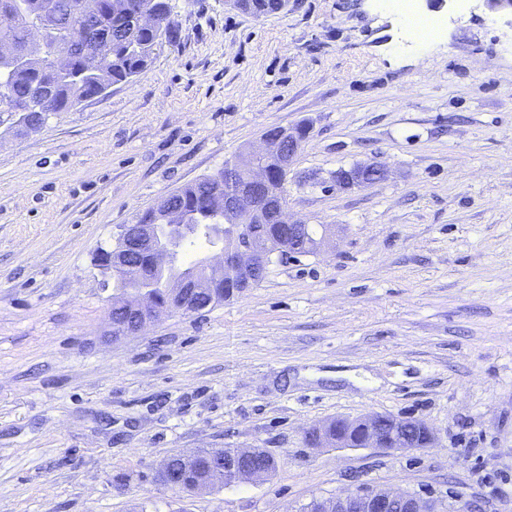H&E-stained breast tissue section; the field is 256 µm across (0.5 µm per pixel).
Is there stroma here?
<instances>
[{"label":"stroma","instance_id":"1","mask_svg":"<svg viewBox=\"0 0 512 512\" xmlns=\"http://www.w3.org/2000/svg\"><path fill=\"white\" fill-rule=\"evenodd\" d=\"M146 70L17 136L0 114V512H300L361 489L512 512V15L416 0H171ZM309 124L288 217L336 235L141 334L105 336L98 267L123 224L275 127ZM388 177L341 189V168ZM366 414L431 447H311ZM262 448V482L187 494L162 462Z\"/></svg>","mask_w":512,"mask_h":512}]
</instances>
